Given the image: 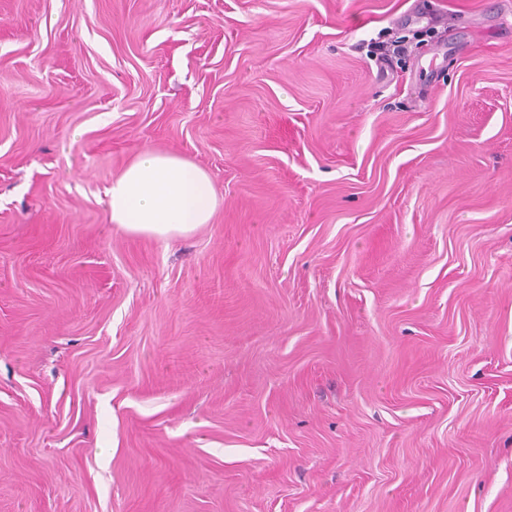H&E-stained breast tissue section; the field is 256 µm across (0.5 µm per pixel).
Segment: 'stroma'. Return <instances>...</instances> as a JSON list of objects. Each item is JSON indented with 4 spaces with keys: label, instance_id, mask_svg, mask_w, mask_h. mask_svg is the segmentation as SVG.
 <instances>
[{
    "label": "stroma",
    "instance_id": "obj_1",
    "mask_svg": "<svg viewBox=\"0 0 512 512\" xmlns=\"http://www.w3.org/2000/svg\"><path fill=\"white\" fill-rule=\"evenodd\" d=\"M0 512H512V0H0ZM107 195L110 224L132 236L164 241L210 223L219 205L215 184L204 169L152 148L127 161Z\"/></svg>",
    "mask_w": 512,
    "mask_h": 512
}]
</instances>
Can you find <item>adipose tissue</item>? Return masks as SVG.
I'll return each mask as SVG.
<instances>
[{"instance_id": "obj_1", "label": "adipose tissue", "mask_w": 512, "mask_h": 512, "mask_svg": "<svg viewBox=\"0 0 512 512\" xmlns=\"http://www.w3.org/2000/svg\"><path fill=\"white\" fill-rule=\"evenodd\" d=\"M218 205L217 189L204 169L152 148L129 159L108 190L110 223L129 235L164 241L210 223Z\"/></svg>"}]
</instances>
